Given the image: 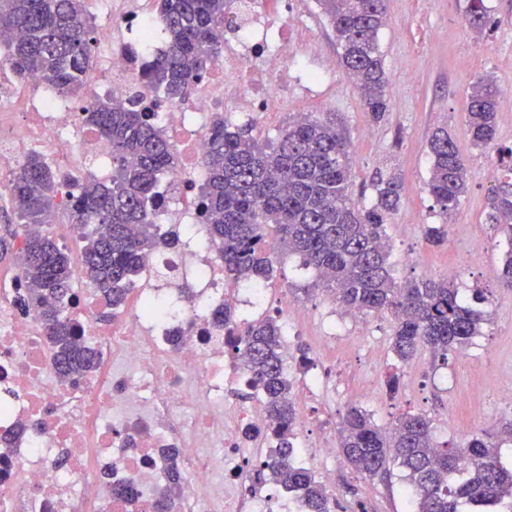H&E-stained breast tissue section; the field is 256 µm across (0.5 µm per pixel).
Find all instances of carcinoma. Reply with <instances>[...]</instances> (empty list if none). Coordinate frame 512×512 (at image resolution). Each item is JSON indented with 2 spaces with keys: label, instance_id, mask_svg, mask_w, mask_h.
Wrapping results in <instances>:
<instances>
[{
  "label": "carcinoma",
  "instance_id": "1",
  "mask_svg": "<svg viewBox=\"0 0 512 512\" xmlns=\"http://www.w3.org/2000/svg\"><path fill=\"white\" fill-rule=\"evenodd\" d=\"M336 38L340 66L353 77L374 121L387 112V76L378 41L385 25L386 0H317ZM162 43L141 80L171 103H185L218 64L223 41L216 36L238 0H157ZM469 24L489 23L484 0H467ZM97 26L84 0H0V59L19 81L36 77L55 96L80 95L84 75L96 60ZM499 91L490 78L471 87L467 132L474 146L495 151L497 185L487 222L512 243V145L497 143ZM83 122L112 144V174L90 176L74 193L64 194L71 178L31 152L9 172L8 187L18 222L51 224L69 214L80 230L82 249L72 257L49 234L16 245L18 232L0 236V261L20 265L19 310L35 313L45 325L58 371H88L96 354L85 345L67 315L73 294V267L107 299L112 312L123 305L141 272L145 252L176 236L161 231L156 219L164 197L161 175L173 164L167 135L139 107L136 98L96 100ZM205 182L200 187V220L210 245L235 284L267 283L277 255L296 253L317 274V285L348 310L389 314L394 320L391 351L408 363L422 348L446 360L448 352L481 334L484 313L453 281H399L389 263L385 224L398 210L401 185L379 171L372 185L375 202L360 207L348 194L349 143L336 116L305 113L288 124L275 144H261L252 125L231 130L216 113L208 129ZM427 183L443 215L453 213L467 190L462 156L448 131L429 141ZM224 330L228 350L245 345L247 389L260 393L270 423L265 438L275 444L263 464L272 481L303 500L308 512H330L333 505L315 474L295 461L296 407L291 399L282 353L281 324L271 318L241 319L230 303L212 313ZM345 462L360 474L382 479L389 464L406 473L417 508L413 512H499L512 506V467L499 448L512 442V422L496 436L475 433L461 445L434 442L431 420L402 413L392 427L374 422L365 409L350 405L338 427Z\"/></svg>",
  "mask_w": 512,
  "mask_h": 512
}]
</instances>
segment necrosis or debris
Masks as SVG:
<instances>
[{
    "mask_svg": "<svg viewBox=\"0 0 512 512\" xmlns=\"http://www.w3.org/2000/svg\"><path fill=\"white\" fill-rule=\"evenodd\" d=\"M101 20L100 64L85 82L92 97L136 95L157 112L177 158L166 173L180 198L162 213L175 228V245L145 259V280L127 308L109 321L96 311L97 294L78 290L71 317L98 353L96 368L63 375L33 314H20L19 277L0 276V437L11 440L0 463V512H152L168 485L170 467L184 478L176 512H274L275 488L257 479L269 453L257 440L268 421L260 395L241 398L244 355L228 352L210 316L224 304V268L213 248H201L206 227L198 218L204 179L207 117L232 107L284 112L285 96L255 92L256 70L298 59L295 80L313 84L321 71L304 63L305 46L267 45V20L250 11L237 18L243 39L192 93L199 117L161 101L140 79L128 33L158 25L154 0H94ZM83 112L41 90L37 79L0 84V160L40 147L45 157L83 174V159L104 161L111 144L82 121ZM177 449L174 461L162 451ZM134 485L136 496L112 493Z\"/></svg>",
    "mask_w": 512,
    "mask_h": 512,
    "instance_id": "1",
    "label": "necrosis or debris"
}]
</instances>
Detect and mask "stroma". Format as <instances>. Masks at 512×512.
<instances>
[{
  "label": "stroma",
  "mask_w": 512,
  "mask_h": 512,
  "mask_svg": "<svg viewBox=\"0 0 512 512\" xmlns=\"http://www.w3.org/2000/svg\"><path fill=\"white\" fill-rule=\"evenodd\" d=\"M467 0H388L387 23L379 34L389 83L384 121H372L360 94L342 68H335L320 93L288 91L284 112H225L234 126L252 122L257 140H276L299 112H333L350 141L353 199L373 202L371 182L379 169L394 168L402 181L401 205L387 226L391 259L401 278L439 279L456 268L454 281L463 294L481 289L488 297L480 336L439 360L422 352L399 364L390 350L392 320L387 315L349 317L331 309L327 295L315 289L313 270L295 255H282L269 283L272 302L302 312L300 351L321 361L335 387L318 398L327 416V430L307 434L309 445L321 436L337 439L340 419L348 405L357 404L375 422L389 426L404 412L428 416L436 442L459 444L473 431L497 432L512 421V403L502 394L512 388V289L501 287L497 270L508 250L504 236L486 222L491 189L493 151L473 148L467 134V98L477 78L494 77L498 87L512 85V0H486L490 22L484 29L466 20ZM300 27L312 44L311 68L337 58L336 39L316 0H288ZM455 139L468 172V188L456 213L444 219L428 192L429 140L437 128ZM441 227L444 238L427 241V226ZM335 320L334 345L315 349L314 338L324 321ZM364 335L363 346L351 336ZM397 388H389L390 376ZM474 400L477 418H462L467 400ZM335 483L347 499H370L377 512H408L407 482L400 469L386 479H369L337 459Z\"/></svg>",
  "instance_id": "obj_1"
}]
</instances>
